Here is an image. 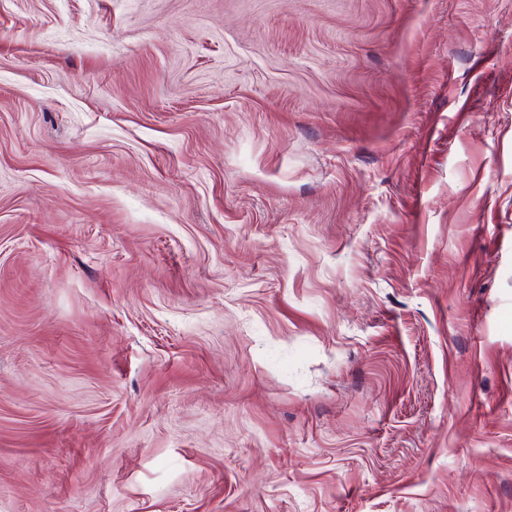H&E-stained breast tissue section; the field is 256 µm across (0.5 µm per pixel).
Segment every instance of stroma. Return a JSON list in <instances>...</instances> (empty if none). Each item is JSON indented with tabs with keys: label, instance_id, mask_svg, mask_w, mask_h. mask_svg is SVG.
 <instances>
[{
	"label": "stroma",
	"instance_id": "obj_1",
	"mask_svg": "<svg viewBox=\"0 0 512 512\" xmlns=\"http://www.w3.org/2000/svg\"><path fill=\"white\" fill-rule=\"evenodd\" d=\"M0 512H512V0H0Z\"/></svg>",
	"mask_w": 512,
	"mask_h": 512
}]
</instances>
